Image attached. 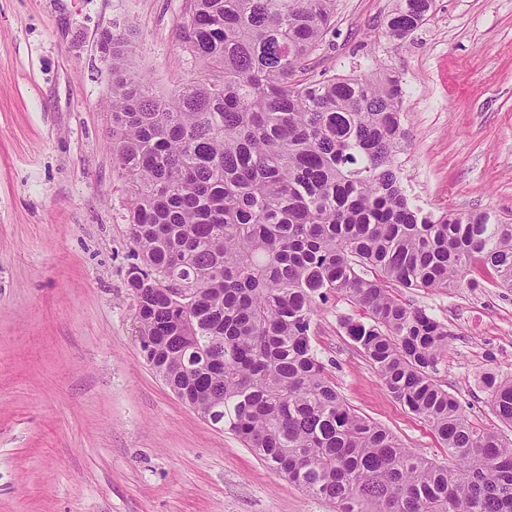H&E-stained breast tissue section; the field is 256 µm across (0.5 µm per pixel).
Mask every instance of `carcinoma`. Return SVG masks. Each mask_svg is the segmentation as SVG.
<instances>
[{
    "label": "carcinoma",
    "instance_id": "carcinoma-1",
    "mask_svg": "<svg viewBox=\"0 0 512 512\" xmlns=\"http://www.w3.org/2000/svg\"><path fill=\"white\" fill-rule=\"evenodd\" d=\"M432 7L397 0L386 35L407 38ZM178 32L208 76L168 96L128 67V40L100 38L148 364L336 512H512V438L475 426L433 379L448 328L394 294L479 288L477 268L512 288V222L410 204L394 165L399 77L312 73L336 0H184ZM338 298L363 315L347 335L452 464L405 447L328 379L314 317ZM485 385L512 429V378Z\"/></svg>",
    "mask_w": 512,
    "mask_h": 512
}]
</instances>
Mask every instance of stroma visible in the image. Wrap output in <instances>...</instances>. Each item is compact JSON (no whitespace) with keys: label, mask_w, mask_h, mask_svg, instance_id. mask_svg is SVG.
I'll return each instance as SVG.
<instances>
[{"label":"stroma","mask_w":512,"mask_h":512,"mask_svg":"<svg viewBox=\"0 0 512 512\" xmlns=\"http://www.w3.org/2000/svg\"><path fill=\"white\" fill-rule=\"evenodd\" d=\"M394 0H337L317 70L385 67L407 80L396 152L423 212L512 218V0H434L402 41ZM183 0H0V512H336L204 420L140 348L127 186L113 168L104 31L161 95L199 76L175 36ZM412 290L448 328L435 380L482 428L499 427L482 379L512 377V291ZM360 311L324 306L313 342L359 413L447 464L347 336Z\"/></svg>","instance_id":"35a3bbf8"}]
</instances>
